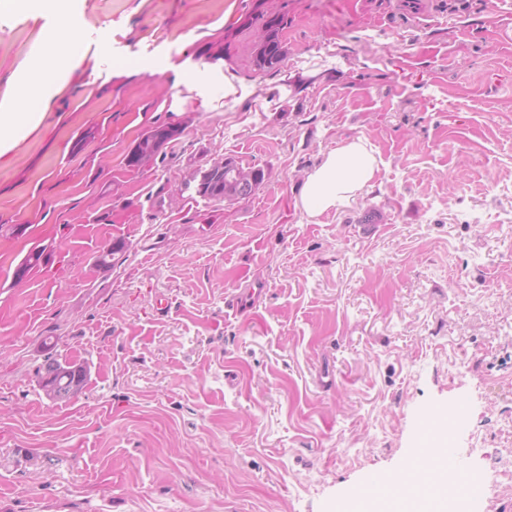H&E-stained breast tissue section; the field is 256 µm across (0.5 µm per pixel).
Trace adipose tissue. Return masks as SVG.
I'll return each instance as SVG.
<instances>
[{
	"instance_id": "obj_1",
	"label": "adipose tissue",
	"mask_w": 512,
	"mask_h": 512,
	"mask_svg": "<svg viewBox=\"0 0 512 512\" xmlns=\"http://www.w3.org/2000/svg\"><path fill=\"white\" fill-rule=\"evenodd\" d=\"M0 17L39 26L38 53L14 71L0 94L1 158L53 111L73 80L87 73L94 55L82 37L80 0H0ZM379 174L378 160L363 139L343 141L307 173L301 207L312 218L340 210L373 187ZM451 458L447 447L422 450L398 475L376 477V485L396 490L384 497V504L391 512H445Z\"/></svg>"
}]
</instances>
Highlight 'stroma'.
<instances>
[{
  "instance_id": "1",
  "label": "stroma",
  "mask_w": 512,
  "mask_h": 512,
  "mask_svg": "<svg viewBox=\"0 0 512 512\" xmlns=\"http://www.w3.org/2000/svg\"><path fill=\"white\" fill-rule=\"evenodd\" d=\"M257 9L288 19L274 73L240 29ZM37 35L0 19V92ZM82 35L96 71L0 158V512H364L362 485L452 414L455 461L494 471L512 452V0H84ZM161 123L184 131L129 168ZM358 137L379 180L309 221L305 173ZM218 157L264 183L197 196ZM38 244L48 262L14 283ZM51 355L89 365L77 398L44 397Z\"/></svg>"
}]
</instances>
